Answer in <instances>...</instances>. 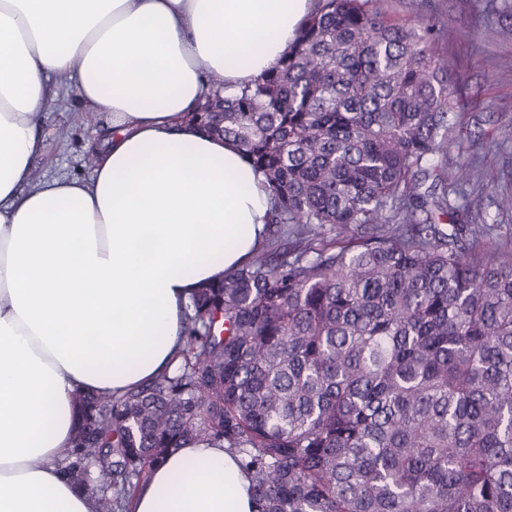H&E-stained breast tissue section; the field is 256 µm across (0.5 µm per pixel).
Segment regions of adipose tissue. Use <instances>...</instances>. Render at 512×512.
Returning a JSON list of instances; mask_svg holds the SVG:
<instances>
[{
    "mask_svg": "<svg viewBox=\"0 0 512 512\" xmlns=\"http://www.w3.org/2000/svg\"><path fill=\"white\" fill-rule=\"evenodd\" d=\"M312 0H0V512H95L59 459L75 398L168 369L191 294L249 261L271 205L231 140L190 123L218 77L272 68ZM104 114L92 175L33 180L36 118ZM221 448L153 467L130 512H256Z\"/></svg>",
    "mask_w": 512,
    "mask_h": 512,
    "instance_id": "obj_1",
    "label": "adipose tissue"
}]
</instances>
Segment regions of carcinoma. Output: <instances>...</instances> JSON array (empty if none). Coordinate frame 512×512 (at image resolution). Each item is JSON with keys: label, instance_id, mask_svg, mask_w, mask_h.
<instances>
[{"label": "carcinoma", "instance_id": "1", "mask_svg": "<svg viewBox=\"0 0 512 512\" xmlns=\"http://www.w3.org/2000/svg\"><path fill=\"white\" fill-rule=\"evenodd\" d=\"M313 0L280 61L190 121L234 141L273 200L267 243L184 314L177 366L79 394L92 447L60 450L96 512H129L188 443L228 448L256 512H512V245L461 190L500 168L463 123L415 0Z\"/></svg>", "mask_w": 512, "mask_h": 512}]
</instances>
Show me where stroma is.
I'll return each instance as SVG.
<instances>
[{
	"label": "stroma",
	"mask_w": 512,
	"mask_h": 512,
	"mask_svg": "<svg viewBox=\"0 0 512 512\" xmlns=\"http://www.w3.org/2000/svg\"><path fill=\"white\" fill-rule=\"evenodd\" d=\"M430 12L461 34L448 48L460 78L464 112L491 114L481 127H467L464 157L496 163L500 190L512 192V0H426ZM104 116L84 110L75 94L54 101L39 117L47 148L33 164L34 179L89 177L90 159L101 142Z\"/></svg>",
	"instance_id": "stroma-1"
}]
</instances>
